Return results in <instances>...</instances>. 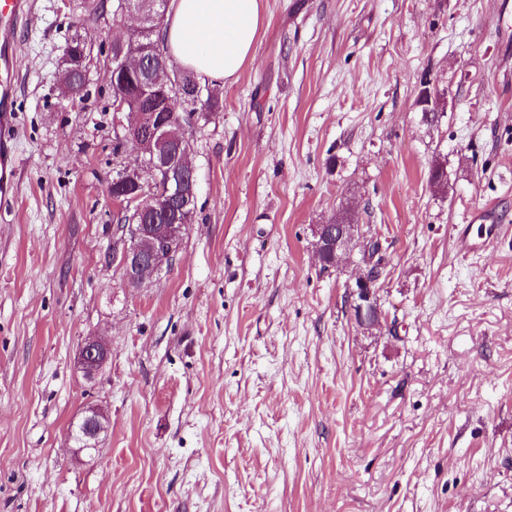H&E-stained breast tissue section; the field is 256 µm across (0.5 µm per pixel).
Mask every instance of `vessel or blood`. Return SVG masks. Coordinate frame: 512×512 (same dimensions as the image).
Instances as JSON below:
<instances>
[{
  "label": "vessel or blood",
  "mask_w": 512,
  "mask_h": 512,
  "mask_svg": "<svg viewBox=\"0 0 512 512\" xmlns=\"http://www.w3.org/2000/svg\"><path fill=\"white\" fill-rule=\"evenodd\" d=\"M30 0H0V208L16 197L18 160L11 141L17 123V46Z\"/></svg>",
  "instance_id": "vessel-or-blood-1"
}]
</instances>
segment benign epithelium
Returning <instances> with one entry per match:
<instances>
[{
	"label": "benign epithelium",
	"instance_id": "obj_1",
	"mask_svg": "<svg viewBox=\"0 0 512 512\" xmlns=\"http://www.w3.org/2000/svg\"><path fill=\"white\" fill-rule=\"evenodd\" d=\"M130 56L138 58L144 75L151 77L155 67L156 56L147 48H131L117 55L120 65H125ZM202 87L194 78L182 74L176 81H158L149 83L141 102L137 124L129 126L116 121V126L123 128L128 139L138 137L145 141V165L152 171L166 174L167 183L171 184L173 204L164 209L148 211L140 200L156 198L155 183L151 179L136 178L130 170L123 169L110 183V189L124 188L126 197L135 204L136 216L149 215L162 221L161 236L152 241L148 239L151 226L148 224L127 225L121 229L123 246L112 252V260L124 273L128 281H140L144 273L155 275L167 267L175 254V244L184 229L181 212L198 206V177L196 170L182 168L179 158L182 144L170 138L167 120L162 114L163 108L174 97H198ZM367 243L361 225L348 215L338 217L334 224L315 225V253L329 249L336 257L354 248L364 249ZM365 269L349 287L347 301L356 322L367 329L382 324V312L376 298V283L380 279L379 267L372 261L363 260ZM110 357L108 344L98 336H89L79 346L75 358V367L84 376L91 378L106 365ZM104 411L97 406H89L81 420L82 427L72 436L81 443V449L97 447L99 435L104 432L101 424L105 422Z\"/></svg>",
	"mask_w": 512,
	"mask_h": 512
}]
</instances>
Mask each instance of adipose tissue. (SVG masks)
Segmentation results:
<instances>
[{
	"mask_svg": "<svg viewBox=\"0 0 512 512\" xmlns=\"http://www.w3.org/2000/svg\"><path fill=\"white\" fill-rule=\"evenodd\" d=\"M262 21V0H171L160 36L178 66L222 83L239 77Z\"/></svg>",
	"mask_w": 512,
	"mask_h": 512,
	"instance_id": "ef3b65f1",
	"label": "adipose tissue"
}]
</instances>
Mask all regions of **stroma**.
Returning <instances> with one entry per match:
<instances>
[{
  "mask_svg": "<svg viewBox=\"0 0 512 512\" xmlns=\"http://www.w3.org/2000/svg\"><path fill=\"white\" fill-rule=\"evenodd\" d=\"M38 0L20 34L18 197L0 212V512H512V0H263L221 108L184 128L198 210L131 287L111 259L112 0ZM93 45L61 101L62 49ZM434 80L452 99L427 125ZM446 160L448 188L429 182ZM350 209L382 244V326L322 268ZM489 210L498 235L458 229ZM103 337L86 379L74 356ZM103 409L96 450L73 423ZM80 36L81 35L78 33L72 35L71 38L66 41L65 47L63 49V53L67 52L71 48L72 45H76L77 42L82 39ZM82 40L84 42L83 47L84 48L89 47V51L85 55V57L81 61V63L76 64V66L80 69V71L73 67H72V69H64V71L62 73L61 81H62V85L64 87L65 96H68L69 88L74 83H76L79 79L83 82V84L88 85L89 80L87 77V64L86 63H87V60L90 59L92 51H91V46H89L88 43H86V41L84 39H82ZM440 100L438 85L431 80L420 83L415 101L421 107L422 119L427 124L437 121L440 117L439 112H443V110H436ZM424 103L427 104L423 105ZM110 357L108 344L98 336H89L79 346L75 358V367L87 378H92L106 365Z\"/></svg>",
  "mask_w": 512,
  "mask_h": 512,
  "instance_id": "35a3bbf8",
  "label": "stroma"
}]
</instances>
